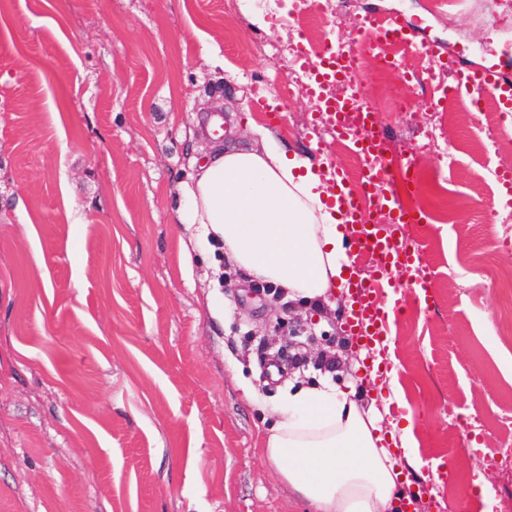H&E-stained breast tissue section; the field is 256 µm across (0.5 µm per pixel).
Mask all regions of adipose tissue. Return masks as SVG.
<instances>
[{"label":"adipose tissue","mask_w":512,"mask_h":512,"mask_svg":"<svg viewBox=\"0 0 512 512\" xmlns=\"http://www.w3.org/2000/svg\"><path fill=\"white\" fill-rule=\"evenodd\" d=\"M181 221L206 225L224 255L290 301L318 304L345 286L348 236L307 159L270 142L216 146L198 165ZM374 408L330 383L288 393L261 457L311 512H396L405 469L422 462L407 435L394 456Z\"/></svg>","instance_id":"ef3b65f1"}]
</instances>
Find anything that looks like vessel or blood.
I'll use <instances>...</instances> for the list:
<instances>
[{"mask_svg": "<svg viewBox=\"0 0 512 512\" xmlns=\"http://www.w3.org/2000/svg\"><path fill=\"white\" fill-rule=\"evenodd\" d=\"M356 36L369 43H394L417 52L428 61L431 69L447 72L449 93H465L476 100L488 95L497 101L501 111L512 112V81L501 75L497 65L461 70L456 59L441 57L433 44L417 40L410 27L370 14L358 20ZM353 67L350 53L327 48L307 83L310 95L323 98L325 110L332 115L337 137L350 141L355 152L365 160L360 189L350 188L348 176L343 172L337 173L331 185L339 208L349 223L359 228L349 258L355 265L362 256L375 255L385 269H406L414 265L415 258L394 228L413 223L414 209L402 203L390 189L393 173L384 161L388 141L377 127V117L358 86L351 85L349 93L340 99L325 94L330 85L341 81L349 83ZM346 288L354 303V317L348 324L353 342L363 348L382 342L397 313L396 307L382 302V283L366 280L354 269Z\"/></svg>", "mask_w": 512, "mask_h": 512, "instance_id": "b4317fda", "label": "vessel or blood"}]
</instances>
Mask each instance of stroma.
I'll return each mask as SVG.
<instances>
[{"mask_svg": "<svg viewBox=\"0 0 512 512\" xmlns=\"http://www.w3.org/2000/svg\"><path fill=\"white\" fill-rule=\"evenodd\" d=\"M512 0H345L319 43H365L361 15L398 19L468 68L512 74ZM290 23L233 0H5L0 5V512H307L258 450L290 385L332 378L375 403L383 432L410 427L421 512H512V346L496 336L512 281V116L486 147L466 97L401 71L355 79L390 140L392 190L419 211L404 242L413 271L385 298L391 324L369 375L346 331L343 291L319 306L213 261L200 224H181L191 162L214 139L260 135L348 172L356 157L292 85ZM314 336L290 346L289 337ZM439 479H432L433 471Z\"/></svg>", "mask_w": 512, "mask_h": 512, "instance_id": "stroma-1", "label": "stroma"}]
</instances>
